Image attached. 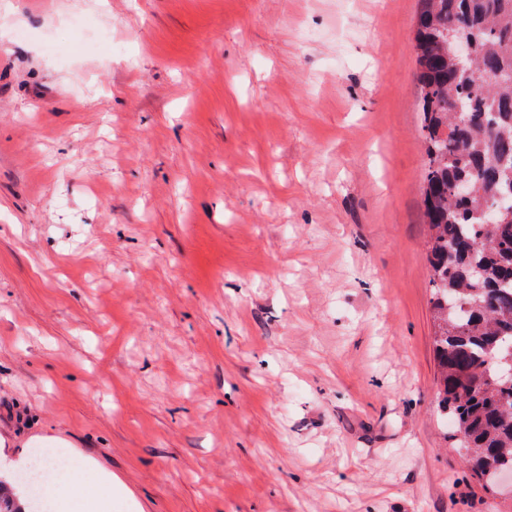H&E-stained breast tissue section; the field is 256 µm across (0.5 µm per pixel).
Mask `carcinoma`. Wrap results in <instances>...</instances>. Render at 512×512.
I'll list each match as a JSON object with an SVG mask.
<instances>
[{
	"mask_svg": "<svg viewBox=\"0 0 512 512\" xmlns=\"http://www.w3.org/2000/svg\"><path fill=\"white\" fill-rule=\"evenodd\" d=\"M464 38L474 59L459 68ZM421 135L428 155L423 192L430 228L439 407L463 432L450 436L489 490L512 471V384L495 382L512 349V213L482 214L512 190V0H423L417 19ZM467 179L472 193L452 188Z\"/></svg>",
	"mask_w": 512,
	"mask_h": 512,
	"instance_id": "1",
	"label": "carcinoma"
}]
</instances>
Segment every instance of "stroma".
Segmentation results:
<instances>
[{"instance_id": "obj_1", "label": "stroma", "mask_w": 512, "mask_h": 512, "mask_svg": "<svg viewBox=\"0 0 512 512\" xmlns=\"http://www.w3.org/2000/svg\"><path fill=\"white\" fill-rule=\"evenodd\" d=\"M421 0H0V467L67 512H512L446 439Z\"/></svg>"}]
</instances>
